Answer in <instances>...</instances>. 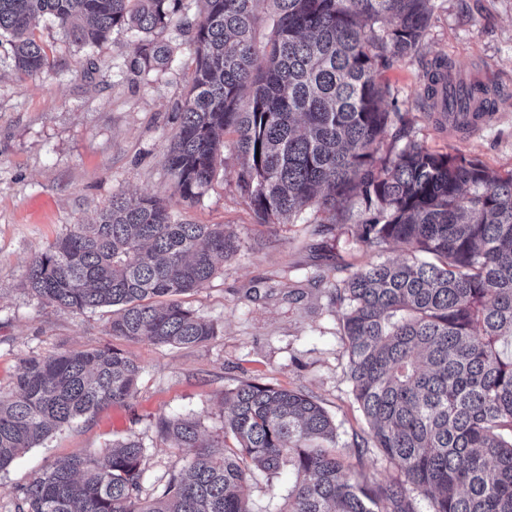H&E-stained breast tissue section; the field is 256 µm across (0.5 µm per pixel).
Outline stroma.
<instances>
[{
    "label": "stroma",
    "mask_w": 512,
    "mask_h": 512,
    "mask_svg": "<svg viewBox=\"0 0 512 512\" xmlns=\"http://www.w3.org/2000/svg\"><path fill=\"white\" fill-rule=\"evenodd\" d=\"M435 5L421 56L380 69L390 90L383 107L404 113L407 140L510 171L512 0ZM34 34L54 63L35 75L15 70L10 41L0 38V392H11L22 359L63 350L110 345L141 374L133 398L57 431L1 471L0 512H14V492L45 468L104 452L130 435L147 448L143 494L156 495L189 454L156 437L155 419L189 416L206 436L223 438L225 390L254 378L304 390L324 407L349 477L371 484L398 477L397 466L383 457L357 454L367 425L351 396L341 310L328 296L358 268L398 258V245L376 252L353 243L350 226L323 223L314 210L290 224L259 223L235 185L239 161L230 134L224 162L203 196L177 200L165 154L195 62L176 26L153 33L171 46V62L142 74L128 68L135 41L128 31H113L92 50L74 45L48 17ZM437 58L455 65L461 81L494 93L499 111L481 132L439 128L420 106L424 66ZM120 195L163 200L175 220L222 224L237 237V254L184 297L217 325L215 339L190 348L127 341L107 334L106 311L61 309L24 290L38 250L74 225L94 221ZM294 483L288 472L271 479L256 474L248 487L254 512H279Z\"/></svg>",
    "instance_id": "35a3bbf8"
}]
</instances>
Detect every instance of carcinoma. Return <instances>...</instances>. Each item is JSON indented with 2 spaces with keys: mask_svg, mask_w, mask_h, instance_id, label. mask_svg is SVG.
<instances>
[{
  "mask_svg": "<svg viewBox=\"0 0 512 512\" xmlns=\"http://www.w3.org/2000/svg\"><path fill=\"white\" fill-rule=\"evenodd\" d=\"M180 0H0V34L16 69L53 67L32 32L52 17L76 45L116 28L139 34L129 67L168 64L149 38ZM186 22L196 67L180 106L167 163L175 194L196 201L214 176L224 132L236 134V186L264 223L316 207L326 224H353L375 251L336 283L351 394L368 426L364 450L400 477L353 480L336 452V425L300 390L248 380L224 391L225 433L204 441L189 416L160 415L156 437L187 449L185 472L145 498L146 448L130 435L101 454L72 457L20 489L16 512H253L250 469L296 482L283 512H512V171L477 158L386 141L393 119L378 68L421 54L434 0H204ZM269 22L263 48L257 27ZM452 64L426 71L424 100L446 116L469 111ZM222 224L173 219L148 196L114 197L93 224H78L38 251L26 290L72 311L112 309L108 333L191 347L213 322L175 296L208 282L239 249ZM140 367L115 347L22 361L0 394V470L53 432L133 397Z\"/></svg>",
  "mask_w": 512,
  "mask_h": 512,
  "instance_id": "obj_1",
  "label": "carcinoma"
}]
</instances>
